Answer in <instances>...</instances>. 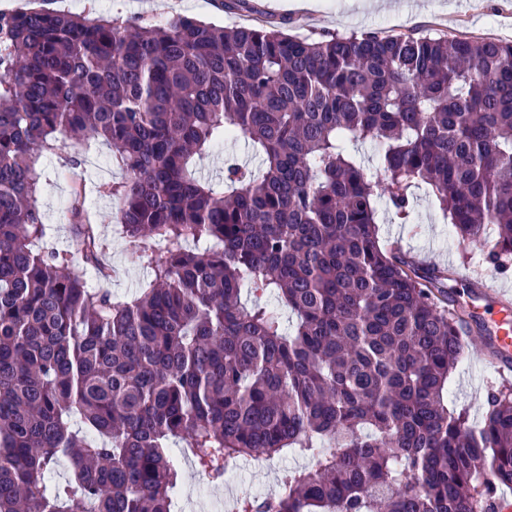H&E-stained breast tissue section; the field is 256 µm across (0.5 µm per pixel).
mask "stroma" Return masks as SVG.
<instances>
[{
  "instance_id": "stroma-1",
  "label": "stroma",
  "mask_w": 512,
  "mask_h": 512,
  "mask_svg": "<svg viewBox=\"0 0 512 512\" xmlns=\"http://www.w3.org/2000/svg\"><path fill=\"white\" fill-rule=\"evenodd\" d=\"M85 7L120 18L145 23L193 17L219 26H250L264 20L283 25L292 35L318 39L326 35L376 32L382 35L408 30L437 34L488 37L512 44V0H316L313 9H283L275 0H247L244 7L226 10L221 0H83ZM111 150L98 144L84 152L73 144L62 146L43 159V175L38 205L51 241L63 251L77 250L63 213L77 182H85L95 212L98 235L118 273L109 288L116 300L135 295L146 277L133 266L124 243L115 232L116 198L98 194L103 184L121 181L122 171L110 163ZM417 205L407 223H400L388 207L379 210V237L382 243H398L417 260L466 266L472 272L483 269L487 250L485 240L460 245L451 225L442 223L432 195L421 190ZM468 353L453 371L448 406L465 410L472 423H479L490 386L499 384V376L490 370L484 358L480 337L464 338Z\"/></svg>"
}]
</instances>
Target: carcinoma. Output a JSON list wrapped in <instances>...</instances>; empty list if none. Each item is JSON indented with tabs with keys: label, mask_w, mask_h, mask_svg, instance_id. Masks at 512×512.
Wrapping results in <instances>:
<instances>
[{
	"label": "carcinoma",
	"mask_w": 512,
	"mask_h": 512,
	"mask_svg": "<svg viewBox=\"0 0 512 512\" xmlns=\"http://www.w3.org/2000/svg\"><path fill=\"white\" fill-rule=\"evenodd\" d=\"M231 135L262 168L201 177ZM68 141L106 143L125 174L101 191L147 273L129 301L86 278L108 271L83 185L78 255L42 245L40 160ZM422 184L460 242L493 224L491 263L512 261L511 44L0 11V512H173L176 443L216 480L311 463L238 512H495L512 386L477 427L448 410L453 270L379 238L377 198L405 222Z\"/></svg>",
	"instance_id": "obj_1"
}]
</instances>
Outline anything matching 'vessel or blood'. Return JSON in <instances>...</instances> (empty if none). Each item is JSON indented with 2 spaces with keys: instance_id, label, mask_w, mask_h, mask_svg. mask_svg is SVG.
Masks as SVG:
<instances>
[{
  "instance_id": "obj_1",
  "label": "vessel or blood",
  "mask_w": 512,
  "mask_h": 512,
  "mask_svg": "<svg viewBox=\"0 0 512 512\" xmlns=\"http://www.w3.org/2000/svg\"><path fill=\"white\" fill-rule=\"evenodd\" d=\"M459 277L470 288L459 303L467 310L469 324L482 326L483 343L493 344L497 352L494 369L512 372V292L496 287L489 279L472 278L467 271Z\"/></svg>"
}]
</instances>
